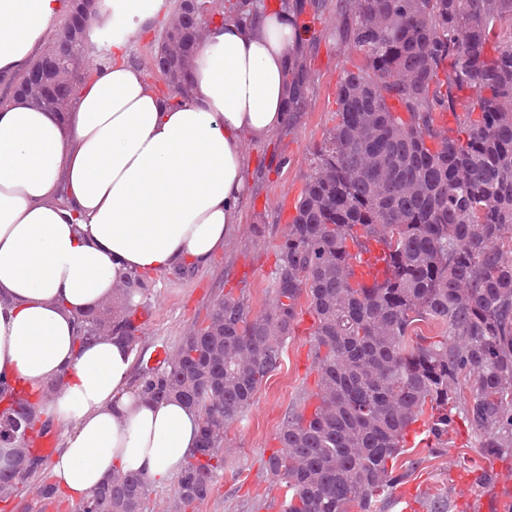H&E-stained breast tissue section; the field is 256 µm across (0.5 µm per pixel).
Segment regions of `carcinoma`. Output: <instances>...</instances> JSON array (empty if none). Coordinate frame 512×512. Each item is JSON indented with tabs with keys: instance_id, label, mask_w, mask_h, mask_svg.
<instances>
[{
	"instance_id": "carcinoma-1",
	"label": "carcinoma",
	"mask_w": 512,
	"mask_h": 512,
	"mask_svg": "<svg viewBox=\"0 0 512 512\" xmlns=\"http://www.w3.org/2000/svg\"><path fill=\"white\" fill-rule=\"evenodd\" d=\"M201 27L186 0L162 21L151 64L162 61L176 103L190 99L193 57L214 18L255 13L263 0H207ZM349 40L362 55L336 94V125L316 151L314 172L278 246L271 304L250 314L247 300L217 299L205 320L155 365H140L135 392L179 400L199 417L196 448L175 481L172 512L196 509L224 473L229 426L281 366L302 310L314 320L318 371L312 408L292 411L279 430L281 450L264 460L285 489L284 512H377L406 474L395 473L405 437L425 417L436 445L448 444L456 419L483 437L484 453L512 455V43L498 25L512 23V0H347ZM75 8L49 48L10 86L61 112L89 75L87 60H109L112 37L91 56L88 26ZM54 56L52 96L29 83L30 71ZM289 111L306 103L304 70L286 74ZM472 106L456 114L465 94ZM453 113L460 134L449 133ZM384 243L390 274L375 288L351 278L366 240ZM153 280L131 273L114 291L112 320L99 309L82 316L79 345L115 336L141 344L138 309L149 307ZM306 304H301V300ZM418 322L438 328L416 331ZM475 378L460 402L461 380ZM0 434L16 448L0 466V501L57 496L41 477L47 457L26 443L40 420L34 404L0 376ZM51 417L37 429L49 431ZM150 482L116 471L78 512H148Z\"/></svg>"
}]
</instances>
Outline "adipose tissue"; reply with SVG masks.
Wrapping results in <instances>:
<instances>
[{
    "label": "adipose tissue",
    "instance_id": "1",
    "mask_svg": "<svg viewBox=\"0 0 512 512\" xmlns=\"http://www.w3.org/2000/svg\"><path fill=\"white\" fill-rule=\"evenodd\" d=\"M62 0H0V77L25 69ZM111 61L97 64L67 112L9 95L0 106V373L46 388L67 424L53 470L84 498L113 471L171 483L197 440V414L131 389L133 354L101 337L81 346L79 317L131 272L203 266L248 192L246 141L287 119L286 67L302 33L291 13L259 10L209 32L189 101L174 104L130 59L165 0H103Z\"/></svg>",
    "mask_w": 512,
    "mask_h": 512
}]
</instances>
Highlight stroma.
I'll return each mask as SVG.
<instances>
[{"label":"stroma","mask_w":512,"mask_h":512,"mask_svg":"<svg viewBox=\"0 0 512 512\" xmlns=\"http://www.w3.org/2000/svg\"><path fill=\"white\" fill-rule=\"evenodd\" d=\"M307 36L292 50L304 64L307 102L269 139L249 141V190L241 222L234 225L222 250L185 279L153 273L150 315L146 317L141 353L155 357L160 346L177 345L214 300L224 294L245 296L251 312L271 300L275 253L288 231L297 197L313 171V154L336 123V91L345 70L359 62L349 41L342 0H303ZM313 318L302 314L284 349L280 369L259 389L243 417L231 424L224 441L226 464L212 496L197 512H282L284 494L272 487L261 459L279 450L278 433L288 412L302 409L317 389L312 362ZM428 423L419 420L406 437L395 464L404 479L396 485L383 512H428L435 497H444L448 512H506L512 506V461L487 456L481 437L466 426L449 435L445 447L428 445ZM492 474L477 482L480 472Z\"/></svg>","instance_id":"35a3bbf8"}]
</instances>
